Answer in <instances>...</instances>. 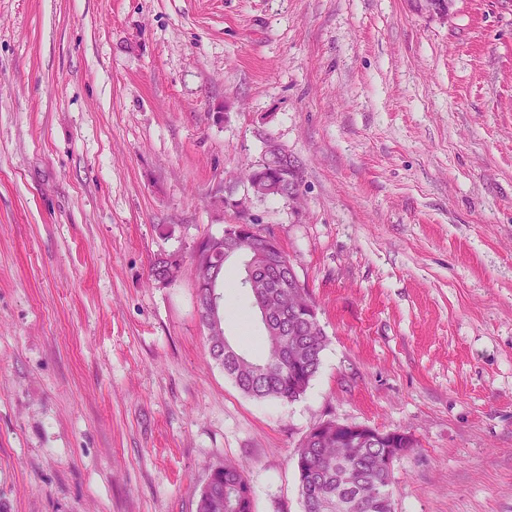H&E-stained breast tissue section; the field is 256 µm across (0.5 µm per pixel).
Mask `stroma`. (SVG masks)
Masks as SVG:
<instances>
[{
  "instance_id": "obj_1",
  "label": "stroma",
  "mask_w": 512,
  "mask_h": 512,
  "mask_svg": "<svg viewBox=\"0 0 512 512\" xmlns=\"http://www.w3.org/2000/svg\"><path fill=\"white\" fill-rule=\"evenodd\" d=\"M270 141L298 196L239 215ZM242 217L325 335L292 402L212 359L192 265L151 277ZM242 268L224 332L260 361ZM326 421L413 436L395 512H512V7L0 0V512H196L221 461L303 512ZM414 10L447 21L448 13L454 0H410ZM184 260L180 255H167L155 260L152 268L154 281L161 286L171 285L179 276ZM170 279L169 282H166Z\"/></svg>"
}]
</instances>
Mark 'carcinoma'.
<instances>
[{"label":"carcinoma","instance_id":"obj_1","mask_svg":"<svg viewBox=\"0 0 512 512\" xmlns=\"http://www.w3.org/2000/svg\"><path fill=\"white\" fill-rule=\"evenodd\" d=\"M226 241L204 237L197 250L203 260L195 266L196 281L224 283V266L229 259ZM184 260L167 255L155 260L154 281L168 285L180 273ZM295 274L288 254L275 258L259 244L244 260L251 302L261 298L269 307L262 321L267 357L254 360L237 351L224 336V314L207 337L212 358L235 385L257 400L293 401L307 390L316 375L324 343L309 320H292L288 289L283 283ZM385 445L346 444L336 447V429L327 422L314 440L301 444L295 468L303 512H395L390 492V472L378 467ZM197 512H253V497L243 465L226 461L209 469L201 489Z\"/></svg>","mask_w":512,"mask_h":512}]
</instances>
